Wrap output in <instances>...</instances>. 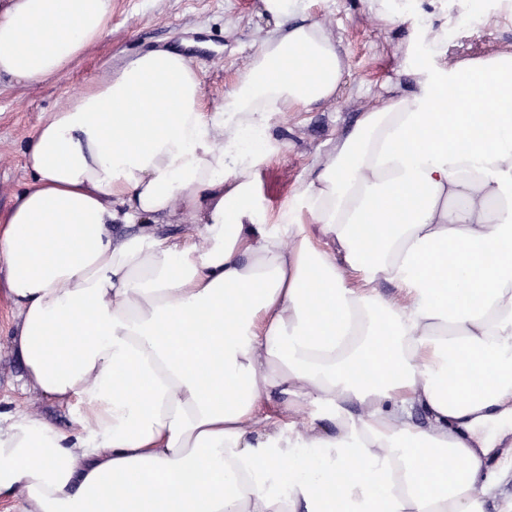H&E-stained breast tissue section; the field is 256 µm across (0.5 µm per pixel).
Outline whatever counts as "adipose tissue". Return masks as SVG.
Masks as SVG:
<instances>
[{"label":"adipose tissue","mask_w":512,"mask_h":512,"mask_svg":"<svg viewBox=\"0 0 512 512\" xmlns=\"http://www.w3.org/2000/svg\"><path fill=\"white\" fill-rule=\"evenodd\" d=\"M312 2L260 0L273 28L215 108L189 58L150 51L35 133L0 278L24 387L74 415L0 426L23 512H485L512 482L486 468L512 439V48L452 60L447 27L415 24L412 91L330 141L270 224L257 173L282 146L245 137L345 72ZM111 15L9 0L0 75L57 76ZM175 216L187 234L158 235Z\"/></svg>","instance_id":"1"}]
</instances>
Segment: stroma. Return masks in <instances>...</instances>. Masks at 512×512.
Here are the masks:
<instances>
[{
    "label": "stroma",
    "instance_id": "1",
    "mask_svg": "<svg viewBox=\"0 0 512 512\" xmlns=\"http://www.w3.org/2000/svg\"><path fill=\"white\" fill-rule=\"evenodd\" d=\"M258 0H112L104 37L59 76L28 84L0 76V216L12 195L29 186L25 149L48 115L66 97L85 91L132 57L153 49L175 51L196 65L207 106L220 103L268 31ZM367 0H317L329 13L346 49V73L336 103L276 118L273 135L284 147L259 172L268 218L291 203L329 140L345 133L359 112L392 89L409 90L401 61L411 35L406 25L365 24ZM448 54L463 57L512 47V0H445ZM16 313L0 289V411L24 410L57 427L70 426L66 407L22 389L24 368L13 351Z\"/></svg>",
    "mask_w": 512,
    "mask_h": 512
}]
</instances>
